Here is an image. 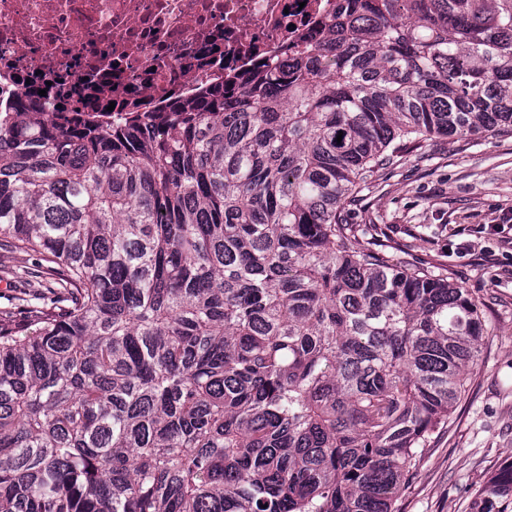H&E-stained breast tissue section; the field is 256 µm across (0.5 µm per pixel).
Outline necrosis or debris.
Wrapping results in <instances>:
<instances>
[{
    "label": "necrosis or debris",
    "mask_w": 512,
    "mask_h": 512,
    "mask_svg": "<svg viewBox=\"0 0 512 512\" xmlns=\"http://www.w3.org/2000/svg\"><path fill=\"white\" fill-rule=\"evenodd\" d=\"M345 0H0V109L41 73L79 86L106 73L111 95L136 87L139 109L158 114L174 96L199 94L282 64L289 47L334 17Z\"/></svg>",
    "instance_id": "necrosis-or-debris-1"
}]
</instances>
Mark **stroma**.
<instances>
[{
    "label": "stroma",
    "mask_w": 512,
    "mask_h": 512,
    "mask_svg": "<svg viewBox=\"0 0 512 512\" xmlns=\"http://www.w3.org/2000/svg\"><path fill=\"white\" fill-rule=\"evenodd\" d=\"M512 212V136L432 138L392 174L376 173L349 211L359 240L376 238L405 262L443 273L484 303L494 326L448 423L398 502L399 512H467L472 493L512 460V231L483 233ZM473 254L452 253L454 233Z\"/></svg>",
    "instance_id": "35a3bbf8"
}]
</instances>
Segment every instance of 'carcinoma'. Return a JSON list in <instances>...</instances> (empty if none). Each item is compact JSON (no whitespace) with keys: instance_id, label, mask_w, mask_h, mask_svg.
I'll list each match as a JSON object with an SVG mask.
<instances>
[{"instance_id":"carcinoma-1","label":"carcinoma","mask_w":512,"mask_h":512,"mask_svg":"<svg viewBox=\"0 0 512 512\" xmlns=\"http://www.w3.org/2000/svg\"><path fill=\"white\" fill-rule=\"evenodd\" d=\"M0 114V512H396L489 328L346 206L512 132V0H349L285 66L102 130ZM342 140H337V135ZM512 512V461L469 503Z\"/></svg>"}]
</instances>
